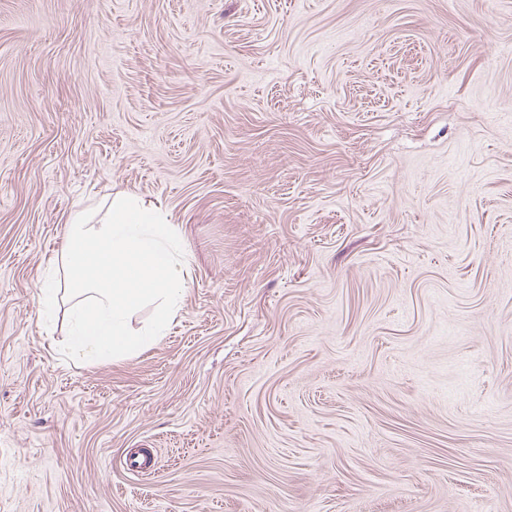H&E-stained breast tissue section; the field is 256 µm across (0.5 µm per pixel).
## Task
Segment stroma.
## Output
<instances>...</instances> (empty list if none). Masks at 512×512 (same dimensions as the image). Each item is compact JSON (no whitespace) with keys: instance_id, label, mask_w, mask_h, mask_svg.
Returning a JSON list of instances; mask_svg holds the SVG:
<instances>
[{"instance_id":"35a3bbf8","label":"stroma","mask_w":512,"mask_h":512,"mask_svg":"<svg viewBox=\"0 0 512 512\" xmlns=\"http://www.w3.org/2000/svg\"><path fill=\"white\" fill-rule=\"evenodd\" d=\"M121 194L181 307L72 361ZM0 512H512V0H0Z\"/></svg>"}]
</instances>
